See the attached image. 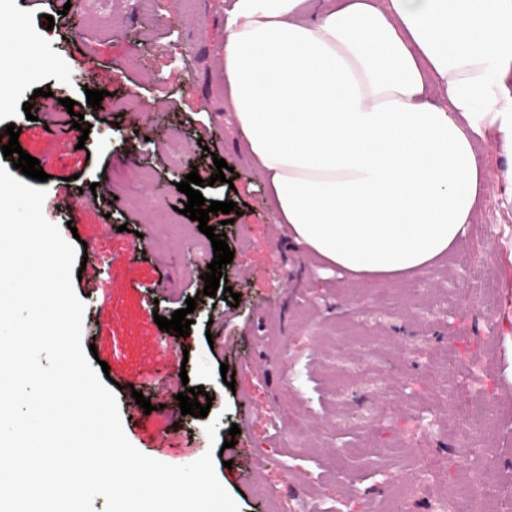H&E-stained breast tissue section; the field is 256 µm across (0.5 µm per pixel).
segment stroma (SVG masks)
I'll list each match as a JSON object with an SVG mask.
<instances>
[{
	"label": "stroma",
	"mask_w": 512,
	"mask_h": 512,
	"mask_svg": "<svg viewBox=\"0 0 512 512\" xmlns=\"http://www.w3.org/2000/svg\"><path fill=\"white\" fill-rule=\"evenodd\" d=\"M10 2L0 12L13 75L0 98V133L12 124L34 154L52 160L74 150L81 159L68 183L73 205L59 202L50 180L42 211L75 256L98 259L95 279L72 282L85 305L81 346L96 348L118 382L121 423L136 449L170 465L211 454L239 512H443L453 495L490 487L488 472L512 475L499 434L512 418V397L501 390L512 384V206L494 133L475 143L489 191L454 249L479 278L457 281L445 257L416 276L357 281L292 246L229 123L219 59L232 0H153L146 11L135 0H71L67 19L52 23L54 0ZM38 88L50 96H35ZM88 89L107 90L99 108L87 105ZM66 97L90 124L88 137L76 129L64 142L34 136L32 116L61 111ZM217 157L236 176L200 192L237 204L233 223L209 217L234 253L222 275L240 295L235 308L198 292L213 248L183 215L188 198L173 183L177 173L214 174ZM91 186L95 207L85 210L81 191ZM132 246L136 263L111 264L110 251ZM190 297L189 336L160 330L155 316L170 317ZM158 359L185 365L190 387L204 386L206 418L182 414L154 382ZM224 364L234 386L222 380ZM136 391L151 412L130 410ZM475 396L491 399L495 412L473 426L458 409ZM210 420L221 440L239 427L234 447L211 451ZM464 430L486 458L465 461Z\"/></svg>",
	"instance_id": "35a3bbf8"
}]
</instances>
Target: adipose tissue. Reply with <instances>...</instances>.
Wrapping results in <instances>:
<instances>
[{
    "label": "adipose tissue",
    "mask_w": 512,
    "mask_h": 512,
    "mask_svg": "<svg viewBox=\"0 0 512 512\" xmlns=\"http://www.w3.org/2000/svg\"><path fill=\"white\" fill-rule=\"evenodd\" d=\"M304 2L233 0L224 109L299 249L357 280L418 274L488 190L477 139L512 186V0Z\"/></svg>",
    "instance_id": "ef3b65f1"
}]
</instances>
